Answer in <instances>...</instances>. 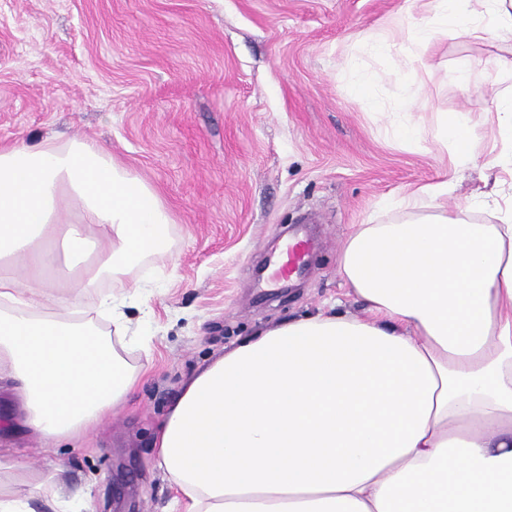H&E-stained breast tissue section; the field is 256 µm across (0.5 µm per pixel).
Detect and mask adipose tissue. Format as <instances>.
Instances as JSON below:
<instances>
[{"mask_svg": "<svg viewBox=\"0 0 512 512\" xmlns=\"http://www.w3.org/2000/svg\"><path fill=\"white\" fill-rule=\"evenodd\" d=\"M419 46L451 28L512 38V0H404ZM470 113L443 118L435 139L456 163L473 157ZM405 218L363 224L339 273L365 305L329 307L264 328L184 383L155 433L157 466L186 512H512V203L493 224L419 202ZM172 218L157 193L89 141L0 148V384L16 411L7 430L42 447L73 440L116 411L140 370L94 325L144 304L140 286L101 295L72 321L88 289L168 252ZM66 253L81 266L69 295L34 290ZM59 310L47 313L50 301ZM30 468L0 457V512Z\"/></svg>", "mask_w": 512, "mask_h": 512, "instance_id": "1", "label": "adipose tissue"}]
</instances>
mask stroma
Here are the masks:
<instances>
[{
    "label": "stroma",
    "mask_w": 512,
    "mask_h": 512,
    "mask_svg": "<svg viewBox=\"0 0 512 512\" xmlns=\"http://www.w3.org/2000/svg\"><path fill=\"white\" fill-rule=\"evenodd\" d=\"M404 0H0V147L80 138L107 149L170 211L165 257L103 279L113 296L145 286L130 311L138 338L96 324L144 373L123 410L84 437L41 447L0 432V454L28 463L16 492L33 512L34 483L58 478L90 512H179L157 469L156 429L184 382L260 328L363 304L339 274L346 238L392 218L389 199L447 182L448 213L495 223L491 161L511 151L496 113L466 90L462 69L494 89L502 46L487 35L407 37ZM396 30L375 53L362 35ZM416 65H409V54ZM424 93L415 112L402 99ZM474 111L475 160L454 164L434 133L442 113ZM414 127L419 136L400 139ZM308 226L307 269L274 280L285 238Z\"/></svg>",
    "instance_id": "35a3bbf8"
}]
</instances>
